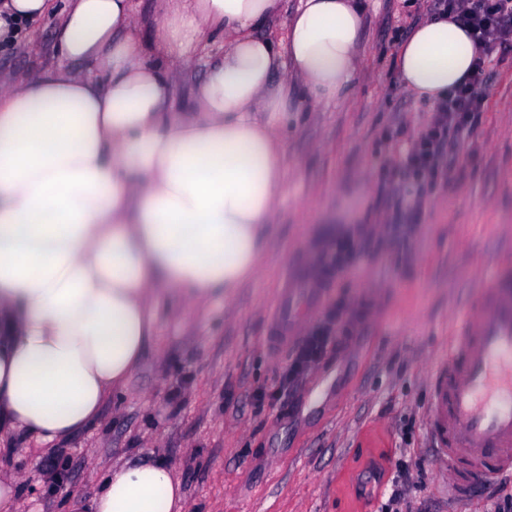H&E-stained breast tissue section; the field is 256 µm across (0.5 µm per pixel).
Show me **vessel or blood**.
Masks as SVG:
<instances>
[{"label": "vessel or blood", "mask_w": 512, "mask_h": 512, "mask_svg": "<svg viewBox=\"0 0 512 512\" xmlns=\"http://www.w3.org/2000/svg\"><path fill=\"white\" fill-rule=\"evenodd\" d=\"M432 379L428 426L439 461L461 474L457 495L512 478V271L488 287L481 308L455 312Z\"/></svg>", "instance_id": "obj_1"}]
</instances>
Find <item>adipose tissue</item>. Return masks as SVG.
I'll return each mask as SVG.
<instances>
[{"instance_id":"adipose-tissue-1","label":"adipose tissue","mask_w":512,"mask_h":512,"mask_svg":"<svg viewBox=\"0 0 512 512\" xmlns=\"http://www.w3.org/2000/svg\"><path fill=\"white\" fill-rule=\"evenodd\" d=\"M170 63L222 36L193 104L173 116L168 66L145 63L131 0H66L63 67L0 73V426L44 442L86 428L139 366L165 294L201 312L261 270L288 181L290 83L317 104L358 71L361 0H300L286 40L261 29L283 0H162ZM479 48L454 16L400 44L405 89L437 103ZM291 71L276 75L283 62ZM90 63L102 81L68 70ZM71 512H186L162 460L108 472Z\"/></svg>"}]
</instances>
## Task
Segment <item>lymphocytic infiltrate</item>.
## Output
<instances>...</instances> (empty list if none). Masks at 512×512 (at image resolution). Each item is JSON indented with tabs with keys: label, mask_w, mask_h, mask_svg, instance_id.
I'll list each match as a JSON object with an SVG mask.
<instances>
[{
	"label": "lymphocytic infiltrate",
	"mask_w": 512,
	"mask_h": 512,
	"mask_svg": "<svg viewBox=\"0 0 512 512\" xmlns=\"http://www.w3.org/2000/svg\"><path fill=\"white\" fill-rule=\"evenodd\" d=\"M434 7L436 13L455 14L481 45L484 54L496 45L512 47V0H435ZM484 54L478 57L470 81L438 105L424 123L399 165L404 176L434 178L442 175L446 150L472 131L482 110V102L475 96L473 87L486 77ZM338 348L332 321H324L296 346L283 377V388L294 387L311 365Z\"/></svg>",
	"instance_id": "lymphocytic-infiltrate-1"
}]
</instances>
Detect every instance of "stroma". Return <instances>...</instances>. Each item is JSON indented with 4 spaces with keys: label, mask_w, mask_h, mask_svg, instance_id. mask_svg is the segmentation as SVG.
Instances as JSON below:
<instances>
[{
    "label": "stroma",
    "mask_w": 512,
    "mask_h": 512,
    "mask_svg": "<svg viewBox=\"0 0 512 512\" xmlns=\"http://www.w3.org/2000/svg\"><path fill=\"white\" fill-rule=\"evenodd\" d=\"M358 73L347 95L288 98V186L268 242L267 265L230 298L202 313L167 297L138 369L103 404L98 421L50 452L25 438L0 452V471L18 477L17 512H67L71 495H91L112 465L166 460L190 512H378L398 458L411 460L402 512H492L512 504V484L490 482L471 496L449 494L452 477L435 463L426 427L430 377L448 353L453 310L512 264V49L486 59L484 100L472 133L454 146L445 178L392 173L430 115L429 102L402 86L401 41L434 14L432 0H364ZM146 62L165 60L156 0H132ZM57 15L25 26L0 46V73L24 76L62 66ZM206 55L176 67L173 114L191 103ZM361 245L336 273L322 257L336 239ZM302 288L292 307L297 336L338 314L339 352L274 404L291 347L276 345L269 316L283 277Z\"/></svg>",
    "instance_id": "stroma-1"
}]
</instances>
